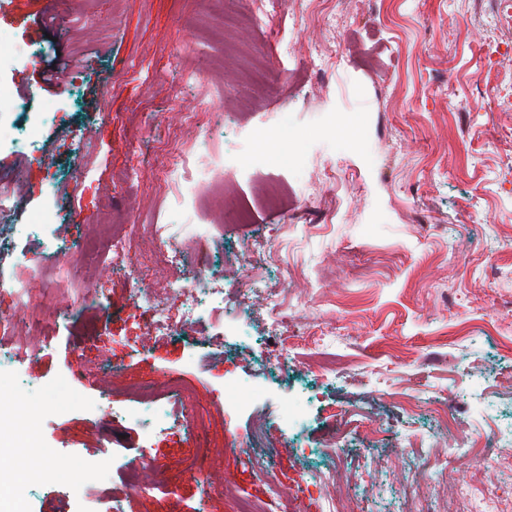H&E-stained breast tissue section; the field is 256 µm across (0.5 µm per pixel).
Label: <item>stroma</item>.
Instances as JSON below:
<instances>
[{
  "mask_svg": "<svg viewBox=\"0 0 512 512\" xmlns=\"http://www.w3.org/2000/svg\"><path fill=\"white\" fill-rule=\"evenodd\" d=\"M309 2L0 0V33L35 50L0 67L16 103L0 124L21 140L0 145V219L20 228L0 262V346L40 348L0 374V406L34 390L26 455L46 451L58 470L49 488L29 466L0 512H236L272 485L295 512H320L325 445L342 424L345 512H396L406 485L421 512H471L448 501L473 482L512 505V478L462 458L410 478L473 432L512 434L502 392L512 386V17L503 0ZM59 55L63 88L31 91ZM255 70L278 83L255 86ZM203 98L228 128L227 156H255L237 179L204 161L170 170L174 148H202L187 115ZM39 112L49 119L37 125ZM230 196L252 211L246 229L221 223ZM43 210L51 223L34 225ZM115 218L133 225L129 260L163 307L180 308L165 290L176 275L223 278V299L199 305L190 331L157 335L135 282L96 255L74 269L91 302L74 299L42 339L19 289L40 290L58 247ZM153 224L170 225L180 271ZM244 232L285 240L288 261L255 262ZM250 277L256 288L239 303ZM270 293L282 300L281 335L266 319ZM317 354L339 359L336 372L314 368ZM170 386L167 420L135 415L137 388ZM257 429L263 475L244 462ZM201 451L200 482L184 463ZM143 456L154 467L140 469L136 493L127 466Z\"/></svg>",
  "mask_w": 512,
  "mask_h": 512,
  "instance_id": "obj_1",
  "label": "stroma"
}]
</instances>
